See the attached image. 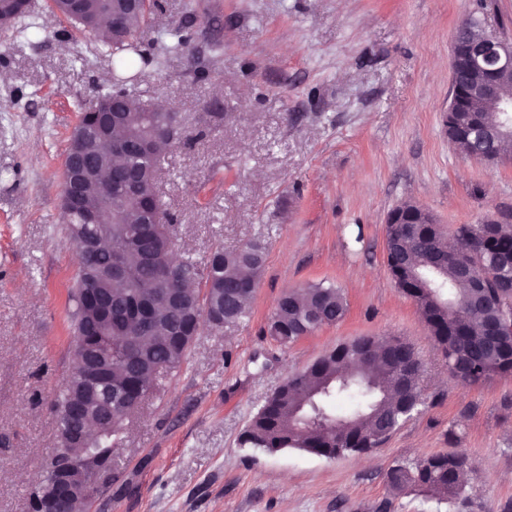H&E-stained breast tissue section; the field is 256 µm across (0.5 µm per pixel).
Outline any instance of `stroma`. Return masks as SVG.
<instances>
[{"label": "stroma", "instance_id": "obj_1", "mask_svg": "<svg viewBox=\"0 0 512 512\" xmlns=\"http://www.w3.org/2000/svg\"><path fill=\"white\" fill-rule=\"evenodd\" d=\"M34 0L35 35L0 26V512H27L56 446L50 402L69 367L77 262L61 231L73 105L111 68ZM481 17L512 34V0H164L143 39L154 65L126 86L172 106L187 139L157 187L179 254L258 238L265 269L246 317L204 327L129 422L112 467L122 493L91 512H512V376L448 375L415 303L385 265L389 213L411 203L444 234L512 225V160L462 157L448 141L451 38ZM183 27L186 53L170 51ZM327 281L346 317L283 347L265 333L281 295ZM357 336L408 342L427 398L372 455H270L237 443L288 375ZM458 453L466 510L391 495L386 471Z\"/></svg>", "mask_w": 512, "mask_h": 512}]
</instances>
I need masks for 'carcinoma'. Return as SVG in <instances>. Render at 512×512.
<instances>
[{"label":"carcinoma","instance_id":"obj_1","mask_svg":"<svg viewBox=\"0 0 512 512\" xmlns=\"http://www.w3.org/2000/svg\"><path fill=\"white\" fill-rule=\"evenodd\" d=\"M112 9L122 0H83L80 13L71 12L66 0H52V12L78 24L93 43L110 49L113 71L125 72L153 60L142 50V37L149 16L158 7L156 0H140L138 10L127 19L120 33L101 31L106 2ZM28 15L10 3L0 5V26L16 27L22 34L35 27ZM177 125L176 113H146L130 107L118 124L112 126V139L124 143L127 152L120 159L124 167L138 171L129 184L112 178V155L102 148V140L70 134L67 152L81 151L90 162L86 169L85 201L95 207L105 187L112 189V210L99 213V223L84 224L79 215H67L63 232L75 253L85 243H98L92 265L80 270L70 297L73 348L68 373L51 401L58 433L57 450L75 457L110 453L123 442L128 413L116 411L112 420L99 419L102 392L86 398L90 429L81 448L71 446L65 434L71 425L70 407L80 400L72 391L84 368L86 349L98 351L112 365V389L132 394L142 400L152 395L161 373L172 371L183 362L188 345L184 337L192 335L201 313L220 316L215 327L233 325L246 314L247 300L253 291L244 284L253 282L265 267L267 245L254 239L235 249L217 244L206 260L182 261L174 273L170 288L178 291V306L155 303L149 319L134 312V305L163 288L156 280V267L166 263L175 248L170 233V217L157 196V177L165 162V150L171 142L161 134ZM155 141L152 153L143 154L139 145ZM418 229L443 240L448 249V263L427 286L408 274L406 269H421L431 250L426 243L415 244L406 267L395 263L401 247L386 232L387 266L403 293L417 305L423 322L442 351L448 373L468 384L482 383L496 375L512 374V320L503 317V309L512 307V288L505 285L512 278V267L501 266L512 253V225L462 224L454 237L443 238L435 224H421ZM123 254L124 275H112V253ZM112 300V312L102 318L84 298L87 285ZM347 312L341 290L333 284H309L292 288L278 300L269 318L267 332L282 346L308 336L327 321L335 324ZM416 359L415 351L376 336H358L325 352L303 371L289 375L253 415L239 436L244 448H265L276 454L298 449L333 458L336 449L358 453L375 445L376 429L386 427L394 433L406 422L402 412L405 401L412 402L411 413L425 404L422 371L404 374L401 366ZM355 378L337 383L348 371ZM317 412L331 417L326 427L289 424L294 411L314 390ZM348 397L353 406L346 413L336 411L338 399ZM469 462L455 453L429 455L412 465H394L386 474L389 490L395 495L424 494L439 503L456 505L467 500L461 481L462 465Z\"/></svg>","mask_w":512,"mask_h":512}]
</instances>
